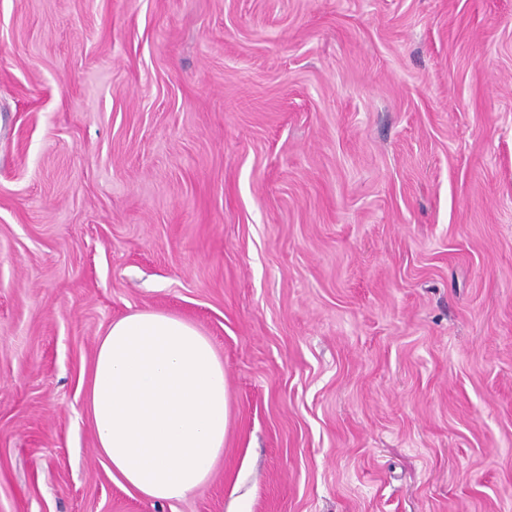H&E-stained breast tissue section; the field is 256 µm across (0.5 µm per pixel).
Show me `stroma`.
I'll list each match as a JSON object with an SVG mask.
<instances>
[{"mask_svg":"<svg viewBox=\"0 0 512 512\" xmlns=\"http://www.w3.org/2000/svg\"><path fill=\"white\" fill-rule=\"evenodd\" d=\"M144 310L227 383L171 501L84 399ZM0 512H512V0H0Z\"/></svg>","mask_w":512,"mask_h":512,"instance_id":"stroma-1","label":"stroma"}]
</instances>
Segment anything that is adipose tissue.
<instances>
[{"mask_svg":"<svg viewBox=\"0 0 512 512\" xmlns=\"http://www.w3.org/2000/svg\"><path fill=\"white\" fill-rule=\"evenodd\" d=\"M86 403L110 474L145 498L185 496L224 451V364L175 316L148 310L113 321L98 339Z\"/></svg>","mask_w":512,"mask_h":512,"instance_id":"1","label":"adipose tissue"}]
</instances>
